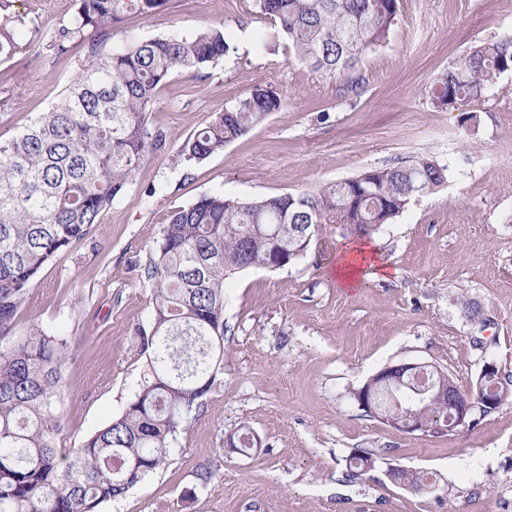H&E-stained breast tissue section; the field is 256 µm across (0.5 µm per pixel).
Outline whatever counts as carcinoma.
Returning a JSON list of instances; mask_svg holds the SVG:
<instances>
[{
  "label": "carcinoma",
  "instance_id": "cac0c4a2",
  "mask_svg": "<svg viewBox=\"0 0 512 512\" xmlns=\"http://www.w3.org/2000/svg\"><path fill=\"white\" fill-rule=\"evenodd\" d=\"M172 0H80L70 25L47 31L38 18L0 0V63L41 41L69 55L91 30L97 42L74 80L46 111L0 141V512H97L169 464L204 405L224 383V280L292 264L309 250L315 226L345 224L370 237L414 201L447 180V167L428 157L366 170L298 195L250 201L207 195L173 211L144 268L152 288L151 330L138 331L146 359L141 387L117 418L73 448L58 441L71 425L64 412V371L77 336L32 327L18 318L34 298L42 270L101 223L112 201L133 185L144 160L163 154L167 134L150 123L158 88L176 72L199 70L229 53L224 29L152 38L103 53L114 25L129 12L149 16ZM275 23L276 37L314 72L354 91L356 65L388 39L399 0H253ZM512 73V33L457 55L433 81V107L476 118L471 107ZM285 106L272 87L258 86L206 118L179 146L175 160L199 163L247 135ZM408 376L379 393L380 410L397 408L433 425L448 419L445 400L415 401ZM485 395L512 396V375L496 370L481 381ZM372 454L346 458L345 477L375 468ZM389 481L420 493L434 473L403 468Z\"/></svg>",
  "mask_w": 512,
  "mask_h": 512
}]
</instances>
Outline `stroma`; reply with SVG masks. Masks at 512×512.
I'll return each mask as SVG.
<instances>
[{
  "instance_id": "35a3bbf8",
  "label": "stroma",
  "mask_w": 512,
  "mask_h": 512,
  "mask_svg": "<svg viewBox=\"0 0 512 512\" xmlns=\"http://www.w3.org/2000/svg\"><path fill=\"white\" fill-rule=\"evenodd\" d=\"M251 0H173L150 16L126 14L108 50L205 24L223 25L233 52L202 70L175 73L158 90L150 121L169 148L146 160L101 224L49 263L19 327L83 337L68 364L61 447L120 415L140 389L137 329H149L144 269L168 215L204 195L252 200L314 190L372 168L430 156L447 166L441 189L411 204L373 241L389 275L339 288L338 224L319 225L306 257L252 268L224 283V383L181 439L168 466L100 512H512V399L452 436H409L366 415L352 397L383 367L437 362L463 382L484 358L512 373V74L477 107L476 122L433 108L426 91L471 46L512 33V0H400L387 42L358 63L360 88L342 91L298 62L287 44L263 48L269 21ZM44 28L69 25L75 0H17ZM48 45L0 64V139L46 110L87 53ZM258 86L286 105L223 153L183 165L175 155L204 120ZM480 305L479 330L460 302ZM491 340L489 352L472 344ZM261 440L243 454L227 440L242 426ZM361 448L377 459L344 478ZM436 472L414 494L384 476L388 463ZM211 468L208 485L196 476Z\"/></svg>"
}]
</instances>
